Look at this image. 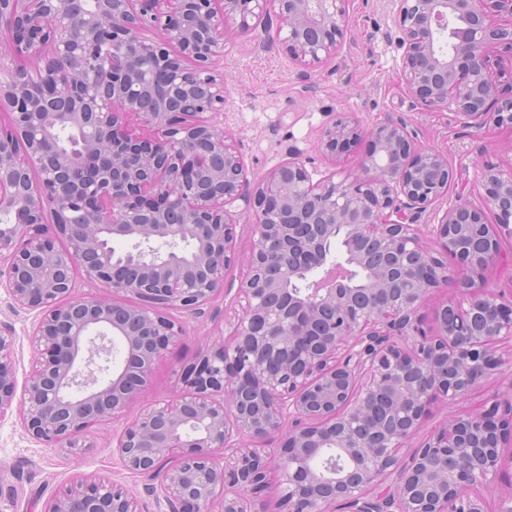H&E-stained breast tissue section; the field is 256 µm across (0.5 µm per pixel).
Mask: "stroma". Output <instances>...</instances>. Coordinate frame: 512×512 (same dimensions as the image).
<instances>
[{"mask_svg":"<svg viewBox=\"0 0 512 512\" xmlns=\"http://www.w3.org/2000/svg\"><path fill=\"white\" fill-rule=\"evenodd\" d=\"M344 29L335 57L304 65L285 53L267 17L256 20L244 35L234 23L226 24L224 56L216 63L225 87L218 125L238 148L248 180L257 181L294 159L301 160L316 181L331 174L341 178L360 173V149H350L337 160L322 153L323 129L341 117L366 129L400 120L417 145L447 157L454 173L448 204L464 201L484 207L481 169L487 164L512 168V127L469 123L453 110H429L411 97L403 81L402 51L393 37L392 0H347ZM231 214L237 260L225 274L223 290L199 316L169 310V317L184 322L187 334L157 362L147 390L124 416L94 423L85 449L76 452L50 448L32 438L17 409L0 419V512H43L47 501L90 476L123 488L139 512H171L156 489L157 479L127 470L116 442L143 405L177 399L181 364L229 332L226 318L238 307L254 242V216L244 202H236ZM36 322V311L18 307L0 288V330L13 336L16 381L21 386L35 364L31 334ZM493 395L499 399V417L511 415L512 387L506 379L492 376L455 406L432 404L415 442L458 415L482 412Z\"/></svg>","mask_w":512,"mask_h":512,"instance_id":"1","label":"stroma"}]
</instances>
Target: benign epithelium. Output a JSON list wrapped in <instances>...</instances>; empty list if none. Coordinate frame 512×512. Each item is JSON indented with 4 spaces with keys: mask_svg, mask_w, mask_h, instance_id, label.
<instances>
[{
    "mask_svg": "<svg viewBox=\"0 0 512 512\" xmlns=\"http://www.w3.org/2000/svg\"><path fill=\"white\" fill-rule=\"evenodd\" d=\"M0 0V30L17 55L44 67L20 75L0 55V285L41 317L31 341L37 360L20 403L33 438L75 452L89 426L123 416L154 364L183 336L170 308L202 313L236 260L229 207L243 200L257 236L239 288L244 304L221 339L179 370L182 394L142 408L116 448L124 466L162 477L174 512H270L253 498L275 472L277 512H485L472 490L493 480L502 445L512 447L496 408L456 417L398 457L431 404L453 405L485 378L509 372L512 301L483 285L512 235V170L482 169L485 211L448 207L428 227L440 249L423 245L416 221L448 194L453 172L441 153L417 147L407 127L371 130L340 118L320 138L334 157L369 142L362 174L312 182L290 161L247 181L242 156L217 127L224 112V22L247 33L267 6L296 61L336 53L346 0ZM397 43L408 91L429 109L453 107L474 120L512 127V97L499 99L489 45L512 51V26L493 28L490 10L512 16V0H394ZM465 25L450 53L439 50L448 22ZM160 36L148 38L145 32ZM192 62L189 68L186 62ZM100 73L87 81L86 63ZM137 117L151 128L139 137ZM84 131L78 151L100 157L76 178L73 151L45 142ZM339 264L369 271L364 288L343 275L321 288L290 287ZM132 240L122 254L112 238ZM454 260L456 268L448 267ZM133 302L74 295L76 277ZM453 284L456 299L423 327L428 294ZM119 340L122 369L112 372ZM13 338L0 332V418L16 398ZM279 437L267 453L233 436ZM336 445L345 469H321L319 450ZM44 512H137L105 478L49 500Z\"/></svg>",
    "mask_w": 512,
    "mask_h": 512,
    "instance_id": "1",
    "label": "benign epithelium"
}]
</instances>
